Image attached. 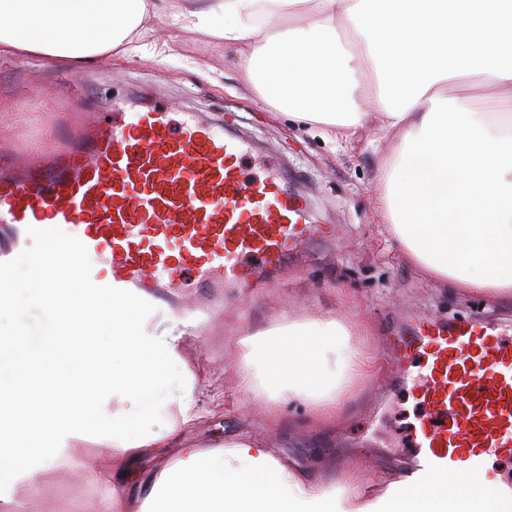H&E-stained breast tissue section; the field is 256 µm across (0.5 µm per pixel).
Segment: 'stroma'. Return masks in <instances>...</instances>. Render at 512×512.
<instances>
[{
    "label": "stroma",
    "mask_w": 512,
    "mask_h": 512,
    "mask_svg": "<svg viewBox=\"0 0 512 512\" xmlns=\"http://www.w3.org/2000/svg\"><path fill=\"white\" fill-rule=\"evenodd\" d=\"M168 48L161 55L105 57L79 69L40 57H0V154L17 155L51 145L54 128L71 127L85 112L113 100L162 104L194 112L246 141L261 159L274 160L291 188L305 195L311 222L322 233L285 260L271 288L247 284L223 297L186 279L173 290V305L152 310L153 319L181 321L179 363L171 373L195 377L194 398L204 419L178 433L179 448H208L246 438L273 450L289 469L342 488L348 495L382 496L410 466L406 434L418 410L413 393L392 388L387 339L409 332L416 318L480 316L512 336V297L442 284L401 252L388 231L374 193L384 156L398 140L382 135L370 114L366 127L344 138L306 125L265 105L245 80L237 50L155 21ZM335 318L351 330V344L375 360L331 416L319 420L304 405H270L238 386L251 334L295 319ZM48 311L26 297L0 313V335H40ZM385 418L378 447L364 446L371 408ZM104 442L78 441L77 467L55 464L35 474L38 491L16 485L20 512H103L107 499L125 501L136 484L109 480Z\"/></svg>",
    "instance_id": "obj_1"
}]
</instances>
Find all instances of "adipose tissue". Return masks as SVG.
I'll return each mask as SVG.
<instances>
[{
  "mask_svg": "<svg viewBox=\"0 0 512 512\" xmlns=\"http://www.w3.org/2000/svg\"><path fill=\"white\" fill-rule=\"evenodd\" d=\"M161 15L247 46L246 78L296 120L354 128L371 103L400 141L375 193L404 254L438 281L512 295V0H0V57L73 67L141 52ZM458 82L491 99L493 111L449 95ZM71 252L46 246L22 258L25 287L51 320L37 339L0 338L1 502L35 470L73 464L80 440L108 442L105 471L126 481L141 448L176 440L172 427L140 432L145 415L172 409L184 425L201 418L193 375L160 370L179 357L174 327L149 326L121 295L81 306L69 288L44 287L42 264L67 262ZM97 333L111 336V346L88 344ZM246 343L241 388L274 404L300 400L317 414L347 397L368 365L333 318L288 322ZM134 512H493V504L398 485L388 499L357 507L343 490L296 475L271 449L241 440L225 450L183 449L145 482Z\"/></svg>",
  "mask_w": 512,
  "mask_h": 512,
  "instance_id": "obj_1",
  "label": "adipose tissue"
}]
</instances>
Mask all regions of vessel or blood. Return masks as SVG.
<instances>
[{
    "label": "vessel or blood",
    "mask_w": 512,
    "mask_h": 512,
    "mask_svg": "<svg viewBox=\"0 0 512 512\" xmlns=\"http://www.w3.org/2000/svg\"><path fill=\"white\" fill-rule=\"evenodd\" d=\"M0 223L28 241H66L90 301L124 289L163 298L183 276L221 288L273 283L289 252L315 235L308 199L272 162L253 172L243 142L192 112L110 104L77 135L0 171ZM14 241H0V289L12 285ZM401 367L423 411L411 446L419 488L486 495L512 512V483L481 480L512 459V337L481 321L424 317L402 339Z\"/></svg>",
    "instance_id": "1"
}]
</instances>
